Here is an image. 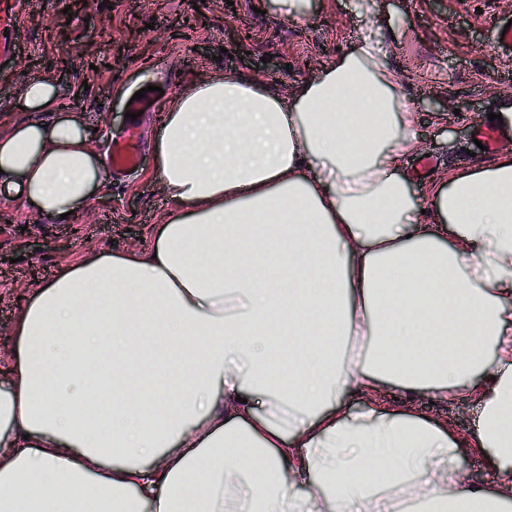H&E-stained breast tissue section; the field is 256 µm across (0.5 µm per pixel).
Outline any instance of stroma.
Listing matches in <instances>:
<instances>
[{
  "label": "stroma",
  "instance_id": "1",
  "mask_svg": "<svg viewBox=\"0 0 512 512\" xmlns=\"http://www.w3.org/2000/svg\"><path fill=\"white\" fill-rule=\"evenodd\" d=\"M45 0L41 10L18 0V53L0 69V126L52 122L78 115L91 149L105 156L111 136L123 134L131 95L144 86L162 88L158 108L188 86L227 70L261 81L291 103L300 82L352 49L364 34L389 45V63L415 116L416 157H429L427 176L410 174L418 198L448 172L493 164L512 153V138L494 152L477 149L474 130L490 113L512 104V55L491 33L512 17V0H311L306 17L277 12L272 0ZM49 77L60 108L29 112L19 89ZM124 95H115L116 87ZM137 122L143 163L125 180L105 175L91 203L66 218L50 219L30 205L0 197V354L13 340L19 296L75 263L87 250L132 251L153 226L165 223L173 204L154 175L151 151L155 115ZM385 403L411 405L445 422L455 436L473 438L479 399L469 394L442 402L427 392L386 384Z\"/></svg>",
  "mask_w": 512,
  "mask_h": 512
}]
</instances>
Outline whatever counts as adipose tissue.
Here are the masks:
<instances>
[{"mask_svg": "<svg viewBox=\"0 0 512 512\" xmlns=\"http://www.w3.org/2000/svg\"><path fill=\"white\" fill-rule=\"evenodd\" d=\"M388 57L363 37L288 106L230 72L168 105L153 143L167 221L145 249L60 268L15 323L0 512L512 503V154L416 200ZM103 184L78 118L0 134V195L41 215ZM386 383L477 394L473 441L384 406ZM466 448L495 488L463 479Z\"/></svg>", "mask_w": 512, "mask_h": 512, "instance_id": "adipose-tissue-1", "label": "adipose tissue"}]
</instances>
